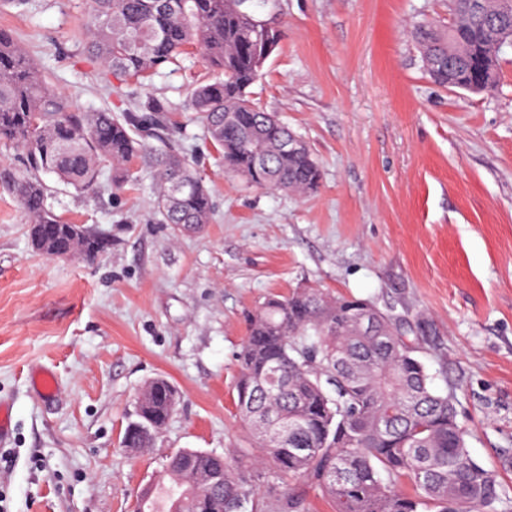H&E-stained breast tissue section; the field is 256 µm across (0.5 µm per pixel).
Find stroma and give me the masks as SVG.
<instances>
[{"label": "stroma", "instance_id": "1", "mask_svg": "<svg viewBox=\"0 0 512 512\" xmlns=\"http://www.w3.org/2000/svg\"><path fill=\"white\" fill-rule=\"evenodd\" d=\"M286 36L251 88L254 101L311 147L317 191H260L227 173L196 114L197 52L150 79L91 61L86 0H11L12 28L48 82L81 112L163 108V129L117 190L102 164L78 190L44 177L47 206L107 235L95 261L34 250L30 216L0 180V512H133L168 453L244 445L234 404L245 315L272 295L320 288L422 319L419 357L453 393L472 458L512 498V48L492 93L444 89L424 75L413 23L447 0H281ZM185 157L209 188L212 218L173 235L154 208L147 156ZM48 370L56 394L29 382ZM181 395L152 448L121 440L144 384Z\"/></svg>", "mask_w": 512, "mask_h": 512}]
</instances>
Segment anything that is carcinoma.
I'll use <instances>...</instances> for the list:
<instances>
[{
	"label": "carcinoma",
	"instance_id": "cac0c4a2",
	"mask_svg": "<svg viewBox=\"0 0 512 512\" xmlns=\"http://www.w3.org/2000/svg\"><path fill=\"white\" fill-rule=\"evenodd\" d=\"M90 9L88 49L120 75L144 79L190 48L202 52L212 77L193 90L190 105L226 170L259 190L318 189L321 170L310 147L283 153L297 135L251 97L284 38L268 0H90ZM448 14L446 25L414 26L425 75L442 88H459L448 80L451 71L479 93L497 90L501 50L485 29L492 22L512 30V0H448ZM145 121L74 111L19 40L0 29V143L26 150L24 168L8 184L31 216L35 249L87 258L109 249L106 236L47 207L42 175L88 189L107 162L113 185H123L127 163L141 154L130 130ZM153 163L155 206L173 233L209 223L210 191L187 161L161 154ZM365 311L370 329L358 331ZM246 322L234 389L252 442L226 454L176 451L138 499V512H307L304 498L279 485L284 477L304 479L336 512H497L503 487L470 456L454 398L435 390L404 316L365 299L297 288L268 298ZM172 390L160 377L139 392L122 447H151L179 403Z\"/></svg>",
	"mask_w": 512,
	"mask_h": 512
}]
</instances>
